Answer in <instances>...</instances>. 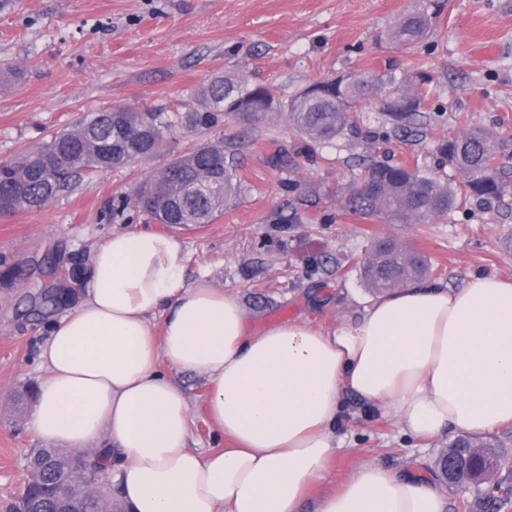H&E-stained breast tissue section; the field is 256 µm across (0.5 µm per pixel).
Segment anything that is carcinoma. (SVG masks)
Returning <instances> with one entry per match:
<instances>
[{
	"label": "carcinoma",
	"instance_id": "1",
	"mask_svg": "<svg viewBox=\"0 0 512 512\" xmlns=\"http://www.w3.org/2000/svg\"><path fill=\"white\" fill-rule=\"evenodd\" d=\"M439 11V0H418L417 8L391 30V40L404 50L418 46L433 33ZM426 83L425 74L390 65L375 83L346 74L319 78L284 103L268 86L222 75L201 87L195 105L179 103L168 111L102 109L81 118L73 128L50 135L37 148L0 161V215L38 210L96 172L160 154L177 131L217 128L226 115L246 127H257L270 115L285 111L289 124L309 141H330L348 135L358 106L372 99L394 130L419 137L425 134L421 90ZM436 153L439 165L448 164L462 175L459 189L406 165L373 160L350 185L346 206L394 224H424L448 214L463 198L489 205L512 193V173L501 162L506 156L512 158V133L469 126L460 135L440 140ZM242 189L234 157L224 152V142H210L171 158L143 181L137 208L149 221L172 228L209 224ZM360 267L375 295L433 272L420 253L393 241L377 243ZM497 470L491 444L470 436L450 441L437 450L434 460L436 476L450 490ZM40 471V481L32 489L48 512L59 475L48 465Z\"/></svg>",
	"mask_w": 512,
	"mask_h": 512
}]
</instances>
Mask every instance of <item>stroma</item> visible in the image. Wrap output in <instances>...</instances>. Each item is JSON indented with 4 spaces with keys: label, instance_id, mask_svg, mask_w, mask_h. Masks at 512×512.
Returning <instances> with one entry per match:
<instances>
[{
    "label": "stroma",
    "instance_id": "stroma-1",
    "mask_svg": "<svg viewBox=\"0 0 512 512\" xmlns=\"http://www.w3.org/2000/svg\"><path fill=\"white\" fill-rule=\"evenodd\" d=\"M415 0H0V160L34 147L82 116L106 107L169 110L193 100L211 77L239 76L272 86L286 99L319 77L370 78L389 63L431 78L421 137L384 134L381 116L363 104L358 133L310 143L285 115L256 131L225 118L209 131L178 132L184 153L223 142L235 154L245 190L211 223L167 229L184 247L186 277L208 273L243 307L249 330L299 319L322 328L352 321L372 295L360 260L390 239L421 253L438 284L476 275L512 278V196L472 204L427 224H392L350 211L343 191L369 160L402 163L440 181L436 145L476 123L512 129V0H447L429 43L413 53L389 37ZM287 152L281 166L277 151ZM161 164L145 158L84 179L44 208L0 217V512H11L24 482V457L41 442L29 427L33 406L18 400L44 377L37 347L51 314L35 303L46 262L90 259L116 232L146 228L136 208L102 220L114 197L133 195ZM190 403L191 448L220 447L204 406L203 376L169 368ZM336 434L342 441L329 482L363 465L434 479L432 459L449 435L412 437L381 409L345 396Z\"/></svg>",
    "mask_w": 512,
    "mask_h": 512
}]
</instances>
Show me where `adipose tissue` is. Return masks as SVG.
I'll list each match as a JSON object with an SVG mask.
<instances>
[{
  "instance_id": "ef3b65f1",
  "label": "adipose tissue",
  "mask_w": 512,
  "mask_h": 512,
  "mask_svg": "<svg viewBox=\"0 0 512 512\" xmlns=\"http://www.w3.org/2000/svg\"><path fill=\"white\" fill-rule=\"evenodd\" d=\"M47 376L30 427L51 448L103 453L127 512H446L437 484L337 460L344 395L416 438L512 425V280L415 281L378 295L353 325L299 320L252 333L206 275L186 281L180 240L112 234L83 298L40 347ZM205 377L224 445L190 448V406L160 369Z\"/></svg>"
}]
</instances>
